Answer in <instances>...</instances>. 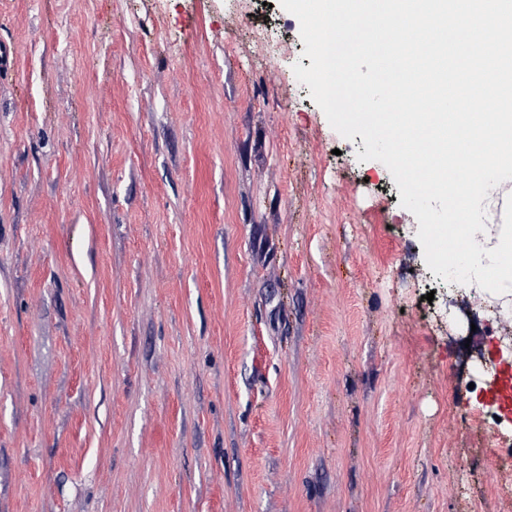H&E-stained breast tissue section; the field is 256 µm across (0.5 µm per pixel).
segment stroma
<instances>
[{
    "mask_svg": "<svg viewBox=\"0 0 512 512\" xmlns=\"http://www.w3.org/2000/svg\"><path fill=\"white\" fill-rule=\"evenodd\" d=\"M304 49L277 2L0 0V512H512L465 390L512 308Z\"/></svg>",
    "mask_w": 512,
    "mask_h": 512,
    "instance_id": "stroma-1",
    "label": "stroma"
}]
</instances>
